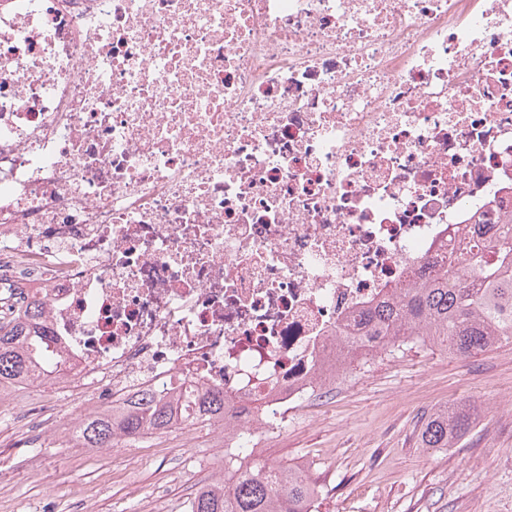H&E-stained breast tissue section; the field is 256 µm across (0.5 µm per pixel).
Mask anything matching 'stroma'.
Segmentation results:
<instances>
[{
  "instance_id": "35a3bbf8",
  "label": "stroma",
  "mask_w": 512,
  "mask_h": 512,
  "mask_svg": "<svg viewBox=\"0 0 512 512\" xmlns=\"http://www.w3.org/2000/svg\"><path fill=\"white\" fill-rule=\"evenodd\" d=\"M22 400L48 425L105 407L93 392L49 382ZM461 401L478 410L472 430L455 447H422L427 417ZM257 456L303 467L318 512H512V344L466 359L430 346L374 359L262 440ZM223 469L206 424L140 438L119 465L111 449L71 438L36 446L23 418L0 417V512H187Z\"/></svg>"
}]
</instances>
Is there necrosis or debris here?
Here are the masks:
<instances>
[{"mask_svg": "<svg viewBox=\"0 0 512 512\" xmlns=\"http://www.w3.org/2000/svg\"><path fill=\"white\" fill-rule=\"evenodd\" d=\"M512 213V0H0V303L54 381L252 448Z\"/></svg>", "mask_w": 512, "mask_h": 512, "instance_id": "1", "label": "necrosis or debris"}]
</instances>
